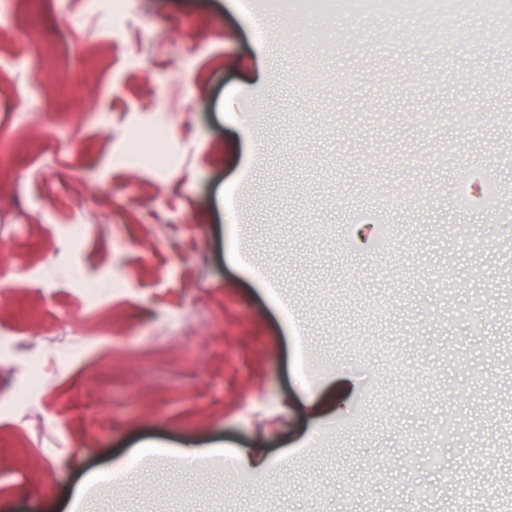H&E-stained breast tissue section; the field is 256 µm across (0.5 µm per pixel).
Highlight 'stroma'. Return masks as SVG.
I'll return each mask as SVG.
<instances>
[{
    "label": "stroma",
    "instance_id": "stroma-1",
    "mask_svg": "<svg viewBox=\"0 0 512 512\" xmlns=\"http://www.w3.org/2000/svg\"><path fill=\"white\" fill-rule=\"evenodd\" d=\"M263 12L0 0V512H512V0ZM235 466L238 471L265 473L269 471L272 461L260 454H234Z\"/></svg>",
    "mask_w": 512,
    "mask_h": 512
}]
</instances>
